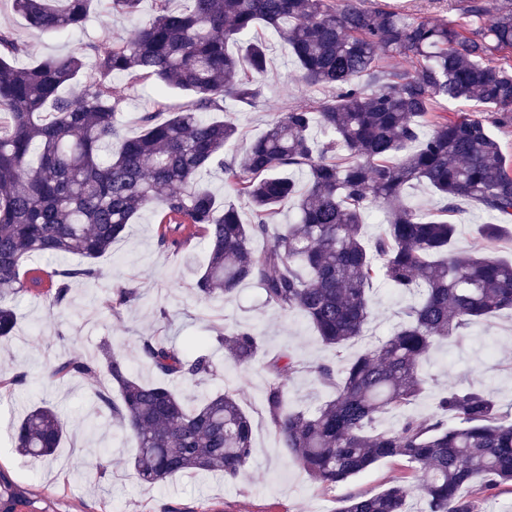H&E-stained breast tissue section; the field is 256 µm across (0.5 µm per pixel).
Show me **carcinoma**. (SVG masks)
<instances>
[{
  "label": "carcinoma",
  "instance_id": "cac0c4a2",
  "mask_svg": "<svg viewBox=\"0 0 512 512\" xmlns=\"http://www.w3.org/2000/svg\"><path fill=\"white\" fill-rule=\"evenodd\" d=\"M94 0H13L29 27L60 33L83 27ZM133 16L143 0H107ZM153 0L151 17L120 40L83 44L26 66L14 65L26 44L0 29V338L12 336L16 315L6 299L34 292L52 306L69 301L73 283L95 282V260L110 253L139 212L157 215L160 245L195 230L208 263L196 274L202 298H229L251 283L263 303L308 320L334 350L336 365L316 373L332 396L313 411L288 405L291 352L273 355L263 394L267 420L281 446L322 488L331 489L382 459H404L402 476L385 490L352 494L337 512H408L418 496L425 512H478L481 499L512 488V411L479 389L450 390L426 418L408 417L389 431L376 420L416 401L425 390L420 365L435 344L463 336L473 324L512 310V263L482 252L449 253L457 201H477L492 218L482 225L490 247L512 237V158L483 112L512 117V3L459 0L466 24L419 19L387 3L365 0ZM288 45L309 88L329 95L313 107H291L243 153H226L237 126L216 120L224 102L257 104L269 67L266 45H226L256 25ZM153 79L188 95L169 113L157 105L126 136L118 123L131 87ZM472 115H448V103ZM217 164L246 197L251 220L218 203L202 183ZM297 169L304 184L288 175ZM425 184L435 196L426 216L404 203L406 189ZM292 205L295 221L269 218ZM373 210L385 214L378 234L363 228ZM256 238L264 249L252 248ZM77 256V266L21 277L24 260ZM383 283L415 297L405 320L385 341L353 357L345 350L365 335L371 293ZM124 286L113 303H140ZM236 366L262 349L263 336L240 327L216 338ZM140 363L158 375L147 382L108 347L101 358L68 357L51 376L91 378L101 370L110 388L94 393L85 430L98 417L131 433L132 469L147 488L176 475L235 480L252 454V420L238 393L217 391L193 408L168 384L215 376L210 355L193 344L156 336L135 341ZM456 420L450 426L447 418ZM19 454L53 457L65 426L52 406L27 411L15 427ZM96 480L112 462V446L89 448ZM31 505L0 468V512Z\"/></svg>",
  "mask_w": 512,
  "mask_h": 512
}]
</instances>
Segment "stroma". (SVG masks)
Segmentation results:
<instances>
[{
	"mask_svg": "<svg viewBox=\"0 0 512 512\" xmlns=\"http://www.w3.org/2000/svg\"><path fill=\"white\" fill-rule=\"evenodd\" d=\"M152 12V0H143L139 16L111 14L104 6L92 7L85 31L44 34L27 27L15 14L11 0H0V27L11 29L28 46L16 63L26 66L42 57L70 51L80 43L109 34L129 36L140 18ZM256 35L265 38L270 65L264 80V95L253 107L224 105L225 119L236 122L240 135L236 152H244L268 124L291 106L309 107L323 96L322 90L306 87L290 51L264 27ZM128 100L122 116L124 131L136 135L138 117L157 96H165L171 107L186 101L182 92H160L154 81L134 88L117 84ZM457 226L452 247L466 255L480 243L478 228L487 220L480 205L462 200L452 217ZM158 226L151 211L137 215L111 253L98 261L103 271L99 281L73 284L65 307L22 293L12 298L17 326L8 341L0 343V379L25 370L36 377L32 386L15 388L0 398V468L24 489L50 499L52 512H337L342 498L357 493L375 494L403 474L404 461H380L348 483L321 488L280 448L263 410L267 359L281 350L294 355L298 368L288 382V401L297 409L312 410L327 400L331 391L319 383L317 365L334 362L332 350L322 345L312 325L301 315L284 314L264 305L260 291L251 284L240 288L236 297L201 299L194 291L193 268L203 267L206 250L194 238L182 246L160 247ZM139 288L143 301L137 306L112 305V293L120 286ZM375 320L366 330L365 341L353 343L349 354L364 344H376L390 336L402 309L411 303L408 294L385 285L371 294ZM238 326L256 328L263 336V349L249 364L237 367L217 350L219 331ZM162 336L184 343L195 340L197 349L214 353L216 377L203 385L179 384L187 403L221 389L241 393L243 406L253 421L254 451L245 472L234 481L220 477L200 479L173 477L160 490L145 489L127 461L137 447L132 435L111 421H104L101 433L112 445V464L97 484L87 480L97 461L85 452L83 420L93 404L95 389L107 385L106 374L94 379L45 380V373L69 356L95 357L102 346L124 352L134 372L151 381L155 375L137 358L134 341L140 336ZM428 379L425 393L409 407L383 415L377 427L397 428L407 417H426L434 410L437 396L448 387L488 391L500 406L512 408V313L499 315L475 325L466 337L451 336L441 341L420 367ZM52 402L67 433L53 461L35 464L14 447L13 425L27 409L40 401Z\"/></svg>",
	"mask_w": 512,
	"mask_h": 512,
	"instance_id": "obj_1",
	"label": "stroma"
}]
</instances>
